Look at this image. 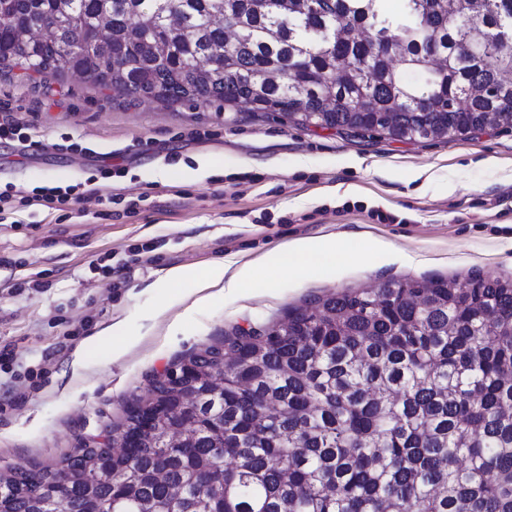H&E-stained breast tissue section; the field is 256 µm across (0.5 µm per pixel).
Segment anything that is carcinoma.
I'll use <instances>...</instances> for the list:
<instances>
[{"label": "carcinoma", "mask_w": 512, "mask_h": 512, "mask_svg": "<svg viewBox=\"0 0 512 512\" xmlns=\"http://www.w3.org/2000/svg\"><path fill=\"white\" fill-rule=\"evenodd\" d=\"M385 2L317 0L305 13L256 0H0V67L61 66L133 99L244 102L407 140L512 128V0H466L454 15L439 2L425 13L421 0L390 14ZM144 16L153 24L143 43L130 29ZM38 18L37 40L16 35ZM339 22L370 37L336 43L350 65L341 75L322 42ZM228 26L237 43L203 80L197 63L220 55ZM476 30L507 39L492 54L480 43L462 50ZM433 54L446 61L436 74ZM375 111L393 122L372 121ZM286 322L206 349L238 365L224 373L223 401L195 406L211 428L196 447L139 433L144 418L169 425L163 402L184 392L156 378L127 412L137 441L125 456L80 448L55 471L23 470L0 482V512H29L57 490L60 512H138L144 501L168 512H512V281L388 280L294 308ZM169 485L185 496L166 503Z\"/></svg>", "instance_id": "carcinoma-1"}]
</instances>
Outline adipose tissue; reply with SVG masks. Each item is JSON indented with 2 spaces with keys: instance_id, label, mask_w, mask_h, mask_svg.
<instances>
[{
  "instance_id": "ef3b65f1",
  "label": "adipose tissue",
  "mask_w": 512,
  "mask_h": 512,
  "mask_svg": "<svg viewBox=\"0 0 512 512\" xmlns=\"http://www.w3.org/2000/svg\"><path fill=\"white\" fill-rule=\"evenodd\" d=\"M391 257L390 247L378 239L357 242L351 239L329 236L320 239L296 238L287 241L265 255L247 262L227 259L203 268L174 267L165 271L155 282L156 287L170 288L181 283H192L196 298L194 307H202L210 300L209 290L240 292L256 284L261 269L275 271L279 277L301 272L306 265L316 264L327 271H335L337 265L355 263L371 256ZM110 344L112 359H120L127 351L129 331L125 321L117 320L103 326L83 342L85 351ZM83 355L72 362L73 371L86 368Z\"/></svg>"
}]
</instances>
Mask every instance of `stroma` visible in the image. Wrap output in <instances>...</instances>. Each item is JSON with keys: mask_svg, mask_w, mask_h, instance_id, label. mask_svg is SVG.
Here are the masks:
<instances>
[{"mask_svg": "<svg viewBox=\"0 0 512 512\" xmlns=\"http://www.w3.org/2000/svg\"><path fill=\"white\" fill-rule=\"evenodd\" d=\"M0 114L43 137L35 153L0 140V191L83 183L107 153L117 191L106 204L81 197L63 221L42 206L0 220V350L13 353L0 359V393L19 399L0 414V472L56 466L121 423L153 378L236 329L389 279L512 280L511 128L418 141L340 133L244 103L129 100L67 71L19 67L0 71ZM328 234L380 238L395 256L215 298L170 334L182 307L154 288L163 270ZM117 317L134 337L125 356L98 348L73 375L82 342Z\"/></svg>", "mask_w": 512, "mask_h": 512, "instance_id": "stroma-1", "label": "stroma"}]
</instances>
